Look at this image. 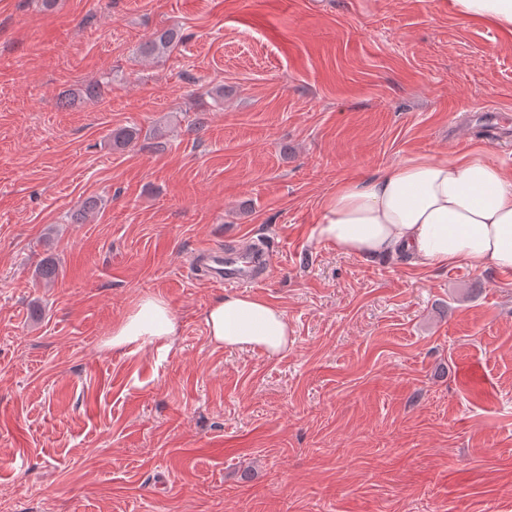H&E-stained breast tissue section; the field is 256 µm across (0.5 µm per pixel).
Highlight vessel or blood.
Here are the masks:
<instances>
[{"mask_svg": "<svg viewBox=\"0 0 512 512\" xmlns=\"http://www.w3.org/2000/svg\"><path fill=\"white\" fill-rule=\"evenodd\" d=\"M272 261V251L252 241L232 252L217 246H205L198 250L193 270L214 285L241 287L266 279Z\"/></svg>", "mask_w": 512, "mask_h": 512, "instance_id": "obj_1", "label": "vessel or blood"}]
</instances>
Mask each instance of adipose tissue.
Returning a JSON list of instances; mask_svg holds the SVG:
<instances>
[{"instance_id":"1","label":"adipose tissue","mask_w":512,"mask_h":512,"mask_svg":"<svg viewBox=\"0 0 512 512\" xmlns=\"http://www.w3.org/2000/svg\"><path fill=\"white\" fill-rule=\"evenodd\" d=\"M448 9L512 31V0H448ZM311 235L364 259L405 255L425 267L465 262L510 273L512 175L478 156H413L382 174L340 185L324 200ZM205 323L218 346L271 356L288 349L284 310L260 297L224 294L208 306ZM178 329L169 303L147 295L113 325L111 344L164 339Z\"/></svg>"}]
</instances>
